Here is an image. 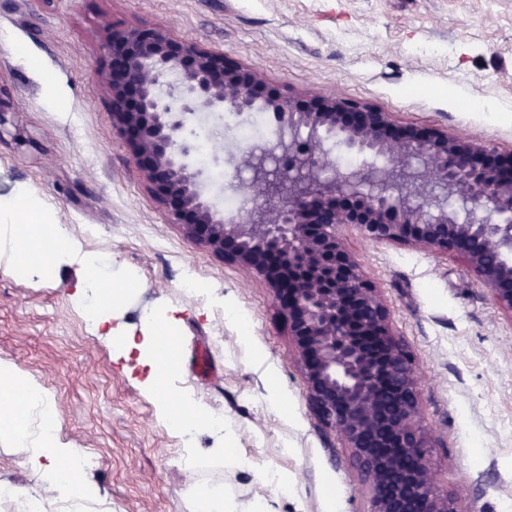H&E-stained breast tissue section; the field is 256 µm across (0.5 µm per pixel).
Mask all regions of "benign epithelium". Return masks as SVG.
Segmentation results:
<instances>
[{
  "instance_id": "1",
  "label": "benign epithelium",
  "mask_w": 512,
  "mask_h": 512,
  "mask_svg": "<svg viewBox=\"0 0 512 512\" xmlns=\"http://www.w3.org/2000/svg\"><path fill=\"white\" fill-rule=\"evenodd\" d=\"M108 89L112 126L171 222L225 263L262 277L304 367L306 397L351 453L370 512H458L440 495L424 449L410 355L394 337L378 290L345 247L352 228L376 244L432 250L460 262L512 315V149L398 123L342 97L272 94L256 70L160 27L114 30ZM272 114L275 146L300 167L291 186L260 177L254 205L226 215L183 135L198 109ZM345 148L357 167L327 169Z\"/></svg>"
}]
</instances>
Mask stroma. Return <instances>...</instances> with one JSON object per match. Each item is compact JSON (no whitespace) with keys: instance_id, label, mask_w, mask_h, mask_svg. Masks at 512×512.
<instances>
[{"instance_id":"stroma-1","label":"stroma","mask_w":512,"mask_h":512,"mask_svg":"<svg viewBox=\"0 0 512 512\" xmlns=\"http://www.w3.org/2000/svg\"><path fill=\"white\" fill-rule=\"evenodd\" d=\"M158 26L260 71L270 90L341 96L403 123L512 147V0H0V362L49 395L58 436L100 464L87 508L190 512L195 489L220 487L241 506L274 512H368L369 490L349 449L306 399L288 325L266 281L186 238L147 188L112 113L99 71L112 30ZM63 96L45 97L46 82ZM218 129L223 185L244 195L247 174L224 161L243 151L238 120L207 112ZM26 196L38 219L60 226L75 249L49 272L17 275L6 228ZM347 249L379 289L392 330L418 374L421 423L437 490L458 512H512V315L462 264L427 250L375 244L353 229ZM170 251L159 255L158 240ZM116 256L109 279L129 296L113 323L154 335L143 316L179 308V368L168 387L196 392L224 412V429L193 441L167 429L152 399L86 329L75 293L84 254ZM194 263L212 298L178 285ZM223 336L214 346V336ZM206 374L195 371L199 351ZM232 446L234 458L217 455ZM196 462L186 477L183 456ZM26 448L0 435V479L35 488Z\"/></svg>"}]
</instances>
